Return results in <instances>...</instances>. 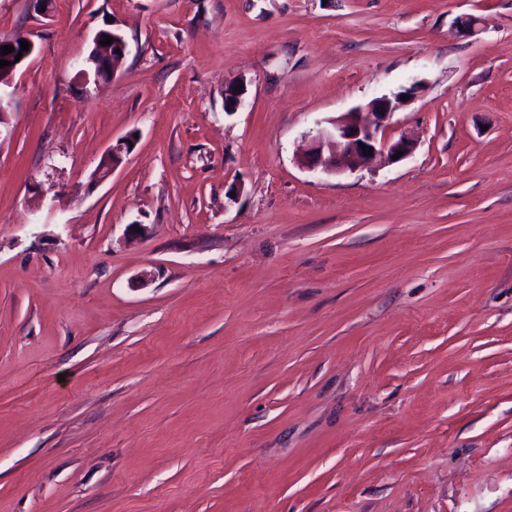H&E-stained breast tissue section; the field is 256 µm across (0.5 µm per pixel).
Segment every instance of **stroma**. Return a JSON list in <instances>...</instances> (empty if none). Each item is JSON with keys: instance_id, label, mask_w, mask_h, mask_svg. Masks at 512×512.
Masks as SVG:
<instances>
[{"instance_id": "35a3bbf8", "label": "stroma", "mask_w": 512, "mask_h": 512, "mask_svg": "<svg viewBox=\"0 0 512 512\" xmlns=\"http://www.w3.org/2000/svg\"><path fill=\"white\" fill-rule=\"evenodd\" d=\"M17 33L0 512H512V0H0ZM415 81L412 157L301 167ZM130 144H133V146H134V138L131 135H126V136L122 137L121 139H119L116 142V144L110 146L105 155L109 156L112 154V159H110V160L105 159V158L101 159L97 171L104 167H108L111 160H112V164L110 165V167H108L107 170H101L98 173H96L95 176L92 178V180L95 182H99V181L107 178L112 173L114 168L118 164L121 163L122 157L132 151L133 147H130ZM115 157H118L119 160L116 161L114 159Z\"/></svg>"}]
</instances>
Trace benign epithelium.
Listing matches in <instances>:
<instances>
[{
  "label": "benign epithelium",
  "mask_w": 512,
  "mask_h": 512,
  "mask_svg": "<svg viewBox=\"0 0 512 512\" xmlns=\"http://www.w3.org/2000/svg\"><path fill=\"white\" fill-rule=\"evenodd\" d=\"M482 24V19L476 15H460L454 21V31L461 37H470L480 31ZM422 91L421 83L413 82L392 96L385 94L372 98L365 105L364 113L355 108L318 123L306 134L308 148L300 159L301 166L311 171L336 174L356 168L394 164L393 156L397 153L401 161L410 157L415 151V143L405 136L394 139L388 135L387 129L395 110L403 103L402 96L413 99ZM245 94L244 87L238 90L234 84L226 86L224 96L230 97L227 112L243 108ZM132 143L134 138L126 135L110 146L106 155L114 157V161L108 169L96 173L93 181L107 178L118 165V159L132 151ZM361 143L373 148L370 155L363 154V148L359 147Z\"/></svg>",
  "instance_id": "obj_1"
}]
</instances>
